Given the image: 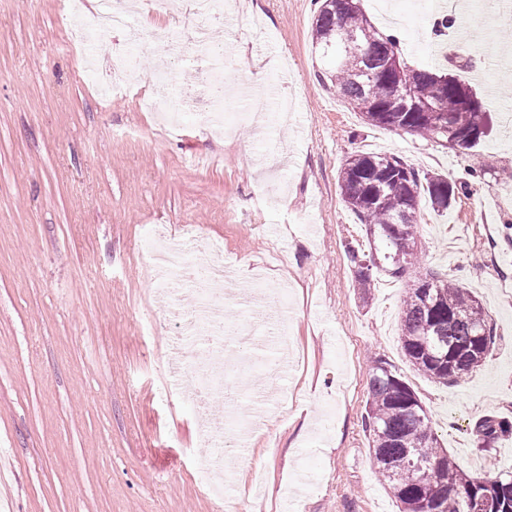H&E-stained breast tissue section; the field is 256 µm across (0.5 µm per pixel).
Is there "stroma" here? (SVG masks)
Returning a JSON list of instances; mask_svg holds the SVG:
<instances>
[{
	"label": "stroma",
	"mask_w": 512,
	"mask_h": 512,
	"mask_svg": "<svg viewBox=\"0 0 512 512\" xmlns=\"http://www.w3.org/2000/svg\"><path fill=\"white\" fill-rule=\"evenodd\" d=\"M387 21L407 65L467 80L491 110L471 149L369 124L322 82L311 39L313 0H249L210 17L213 44L236 66L225 81L264 76L268 112L294 102L288 124L254 122L227 136L182 110L176 127L143 111V99L177 102L199 90L207 58L191 48L190 5L131 17L145 37L124 94L102 96L77 58L59 14L68 0H0V472L7 512H400L380 480L363 425L369 358L393 365L426 406L457 466L479 476L512 468V438L485 452L474 421L512 417V16L483 0L452 12L447 60L435 54L432 15L396 0ZM169 32L185 47L171 85L153 82ZM394 154L456 182L453 205L421 202L422 271L468 288L496 333L485 364L443 386L407 364L401 313L410 277L390 278L363 301L346 259L365 231L338 188L345 160ZM223 247L237 270L265 283L234 294L224 321L275 311L287 289V383L299 398L235 460L223 501L199 483L209 454L200 425L223 416L162 385L173 309L159 299L142 244L159 230Z\"/></svg>",
	"instance_id": "obj_1"
}]
</instances>
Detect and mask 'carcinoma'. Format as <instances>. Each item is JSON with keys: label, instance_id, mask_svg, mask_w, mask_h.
Returning a JSON list of instances; mask_svg holds the SVG:
<instances>
[{"label": "carcinoma", "instance_id": "1", "mask_svg": "<svg viewBox=\"0 0 512 512\" xmlns=\"http://www.w3.org/2000/svg\"><path fill=\"white\" fill-rule=\"evenodd\" d=\"M359 0H320L312 42L328 58L321 74L340 96L373 125L384 126L432 141L462 140L470 148L484 136V103L465 108L459 89L471 87L426 68L404 66V77L416 98L434 97L435 86L446 85L439 100L441 127L426 112H391V89L378 82L368 91L361 82L365 67L380 66L401 56L399 42L378 31L358 5ZM354 33L364 48L346 49ZM338 184L346 206L373 238L374 248L346 247L356 287L369 300L377 275L403 277L417 267L416 226L422 198L437 211L456 199L457 185L444 175L422 174L396 156L359 153L341 167ZM402 349L407 362L427 379L448 385L484 363L495 343L492 326L479 300L466 288L445 283L427 272L413 280L403 301ZM365 429L376 469L392 490L402 512H469L470 503L483 512H512V472L468 476L460 471L433 431L420 399L400 373L381 358L370 360ZM477 447L485 451L512 437V420L487 414L473 426ZM416 455L422 466L406 464Z\"/></svg>", "mask_w": 512, "mask_h": 512}]
</instances>
